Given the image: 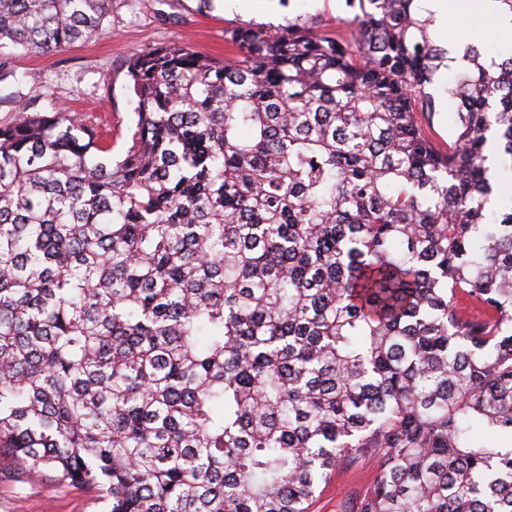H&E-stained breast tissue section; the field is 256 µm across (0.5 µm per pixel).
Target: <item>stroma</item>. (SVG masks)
Listing matches in <instances>:
<instances>
[{
    "instance_id": "35a3bbf8",
    "label": "stroma",
    "mask_w": 512,
    "mask_h": 512,
    "mask_svg": "<svg viewBox=\"0 0 512 512\" xmlns=\"http://www.w3.org/2000/svg\"><path fill=\"white\" fill-rule=\"evenodd\" d=\"M348 16L346 0H213L204 11L199 0H112L103 35L56 54L0 56V69L8 74L0 82V122L9 120L19 105L39 112L53 101L105 134L118 156L125 152L135 122L125 77L133 53L186 43L220 61L231 51L228 30L239 24L250 21L274 28L297 18L332 31ZM452 27L512 41V29L487 15L480 0H452L447 23L435 30L438 39L447 41ZM449 76V71H441L428 87L437 110L424 128L438 142L447 138L456 111L444 91ZM35 87L43 89V98L31 99ZM375 475L374 461L366 458L338 467L318 488L310 512H347ZM0 512H107V505L96 489L35 478L0 457Z\"/></svg>"
}]
</instances>
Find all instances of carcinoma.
<instances>
[{
	"label": "carcinoma",
	"mask_w": 512,
	"mask_h": 512,
	"mask_svg": "<svg viewBox=\"0 0 512 512\" xmlns=\"http://www.w3.org/2000/svg\"><path fill=\"white\" fill-rule=\"evenodd\" d=\"M135 53L124 156L70 113L0 123V456L107 512H512V55L427 0H347ZM112 0H0V49L62 52ZM452 70H442L441 73L434 78L432 84L427 87V91L435 100V111L429 118L423 121L424 129L437 142L443 139L448 140V132L452 125L454 113L456 112V104L448 99L444 88L448 83V78L452 75ZM442 109H439V106ZM375 475L376 465L368 458L338 467L318 488L310 512H347L352 500L370 488Z\"/></svg>",
	"instance_id": "cac0c4a2"
}]
</instances>
